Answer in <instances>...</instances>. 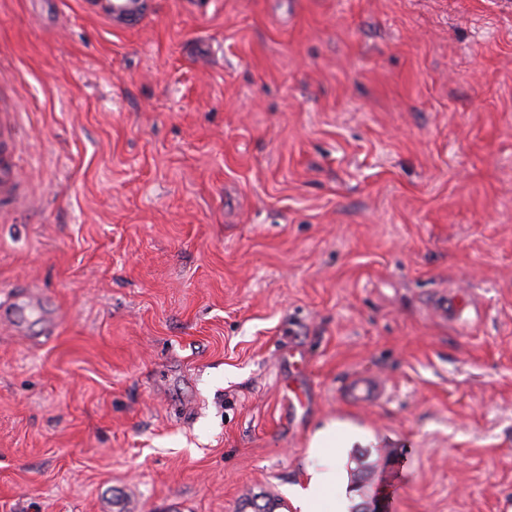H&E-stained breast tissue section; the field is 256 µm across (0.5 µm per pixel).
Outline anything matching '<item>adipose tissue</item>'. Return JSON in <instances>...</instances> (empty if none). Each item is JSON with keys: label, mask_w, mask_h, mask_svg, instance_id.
I'll return each mask as SVG.
<instances>
[{"label": "adipose tissue", "mask_w": 512, "mask_h": 512, "mask_svg": "<svg viewBox=\"0 0 512 512\" xmlns=\"http://www.w3.org/2000/svg\"><path fill=\"white\" fill-rule=\"evenodd\" d=\"M362 438L358 428L335 421L327 422L314 431L309 448L317 460L307 466L305 485H296L288 490V499L295 512H322L321 503L329 491L337 458Z\"/></svg>", "instance_id": "obj_1"}]
</instances>
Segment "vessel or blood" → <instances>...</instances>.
Returning <instances> with one entry per match:
<instances>
[{
	"label": "vessel or blood",
	"mask_w": 512,
	"mask_h": 512,
	"mask_svg": "<svg viewBox=\"0 0 512 512\" xmlns=\"http://www.w3.org/2000/svg\"><path fill=\"white\" fill-rule=\"evenodd\" d=\"M101 14L109 22H121L127 28L138 27L146 20L142 0H106ZM18 114L0 106V211L16 212L30 205V196L15 163ZM383 383L375 378L351 377L347 381L349 398L358 405L378 402Z\"/></svg>",
	"instance_id": "vessel-or-blood-1"
}]
</instances>
